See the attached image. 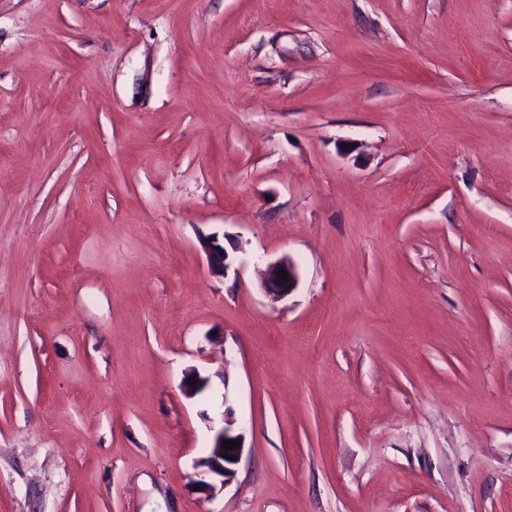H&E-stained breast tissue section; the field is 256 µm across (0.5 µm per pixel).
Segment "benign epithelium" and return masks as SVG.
Returning <instances> with one entry per match:
<instances>
[{
    "label": "benign epithelium",
    "instance_id": "7a95c632",
    "mask_svg": "<svg viewBox=\"0 0 512 512\" xmlns=\"http://www.w3.org/2000/svg\"><path fill=\"white\" fill-rule=\"evenodd\" d=\"M221 245L216 241H209L205 244L207 264L211 273L224 276L230 267L228 253H220ZM286 271L289 280L283 281L278 278V272ZM297 272L295 265L288 258H280L270 261L266 265L263 290L273 301L287 297L296 287ZM210 431L214 432L213 444L208 453L195 462L199 479L195 484L200 490L213 493L216 484L227 485L235 473V466L242 456L243 447L234 449H223V443L227 440H241V436L234 433V420L225 410L215 411L208 417Z\"/></svg>",
    "mask_w": 512,
    "mask_h": 512
}]
</instances>
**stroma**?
<instances>
[{
	"mask_svg": "<svg viewBox=\"0 0 512 512\" xmlns=\"http://www.w3.org/2000/svg\"><path fill=\"white\" fill-rule=\"evenodd\" d=\"M0 512H512V0H0ZM218 249L223 251V254L218 252ZM207 264L211 273L215 275L225 276L230 267L229 255L225 251L224 246H221L216 241H208L205 244ZM281 270L288 273V281L278 278V272ZM296 284V268L289 258H280L267 263L263 279V290L272 301H278L287 297L295 289ZM231 391L229 388H224L222 394V411H215L213 416H208V422L210 423V431L214 432L213 444L209 448L208 453L199 458L195 462V468L199 470L197 475L200 476L195 484L200 490L207 493H213L216 490V481L224 487L229 483L235 473V466L239 463L242 456V443L240 434H234V420L228 415L225 410L226 404L231 399ZM225 440H237L239 442L236 449L225 450L223 449V443ZM223 454H227L230 457H235V460H229L223 457Z\"/></svg>",
	"mask_w": 512,
	"mask_h": 512,
	"instance_id": "stroma-1",
	"label": "stroma"
}]
</instances>
